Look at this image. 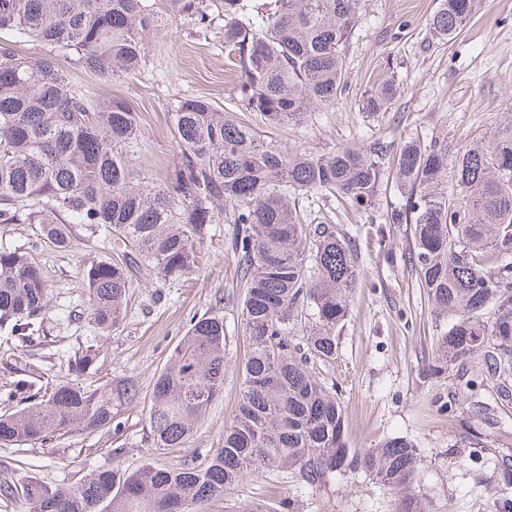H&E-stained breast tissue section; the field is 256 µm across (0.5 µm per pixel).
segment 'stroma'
I'll return each instance as SVG.
<instances>
[{
  "label": "stroma",
  "mask_w": 512,
  "mask_h": 512,
  "mask_svg": "<svg viewBox=\"0 0 512 512\" xmlns=\"http://www.w3.org/2000/svg\"><path fill=\"white\" fill-rule=\"evenodd\" d=\"M437 0H359L347 49V87L333 106L310 113L302 124L264 125L241 112L261 144L290 151H359L377 142L399 146L405 137L447 138L463 146L512 118V0H481L476 17L451 42L431 37L426 20ZM70 80L100 97L125 98L138 113L143 135L126 154L129 165L162 183L178 148L168 110L179 95L207 96L234 110L237 75L224 65V37L181 34L154 40L138 76L104 83L64 64ZM385 79L398 92L391 109H362L366 91ZM322 216L348 231L359 256L357 288L337 338L335 359H311L309 368L334 388L345 409L348 448L376 447L402 437L420 460L417 488L429 512H512V399L497 397L478 373L477 359L429 376L436 352L435 320L427 291L408 261L413 227L390 224L391 256L380 253L364 212L332 197L317 200ZM233 227L208 225L204 261L186 282L160 283L133 275L119 326L100 335L88 316L85 270L101 256L116 257L119 244L72 227L70 248L44 242L35 224H0V249L28 252L49 288L37 335L0 328V413L23 408L9 398L13 381L44 393L70 382L68 359L93 346L96 359L81 378L91 389L110 380L136 384V402L115 406L114 425L93 432L73 429L21 446L0 444V483L35 477L50 487L72 486L98 467L133 468L144 460L178 464L183 451L154 448L150 396L160 369L184 336L192 316L224 319V390L200 422L191 446L207 459L224 445V429L240 393L245 354L239 304L241 269L231 248ZM288 500L290 512H396L393 491L365 475L329 473L308 481L294 469L246 476L208 512H251L259 503Z\"/></svg>",
  "instance_id": "35a3bbf8"
}]
</instances>
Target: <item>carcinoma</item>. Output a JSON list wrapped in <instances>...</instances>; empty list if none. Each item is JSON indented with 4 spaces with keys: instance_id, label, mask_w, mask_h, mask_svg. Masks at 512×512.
Segmentation results:
<instances>
[{
    "instance_id": "obj_1",
    "label": "carcinoma",
    "mask_w": 512,
    "mask_h": 512,
    "mask_svg": "<svg viewBox=\"0 0 512 512\" xmlns=\"http://www.w3.org/2000/svg\"><path fill=\"white\" fill-rule=\"evenodd\" d=\"M357 0H0V223L37 224L59 248L74 224L103 230L124 245L123 261L94 260L86 272L90 319L103 333L117 324L131 287L130 268L165 282L199 267L208 224H233L243 270L246 354L240 396L224 448L207 463L191 455L176 467L150 462L131 471L95 469L83 482L50 488L35 477L0 483L22 493L33 512H207L249 474L297 468L314 482L362 471L402 493L397 512H427L417 494L419 459L402 438L365 452L345 442L336 397L307 368V356H336V336L357 287V254L335 224L300 208L302 196L330 195L373 211L382 183L399 202L387 224L413 225L412 265L433 304L437 357L432 372L476 355L481 377L502 399L512 374V123L483 141L452 148L445 139L409 137L395 154L327 155L259 144L256 133L203 96L171 103L179 152L156 185L126 163L137 143V112L122 98H95L71 83L59 57L105 82L140 74L151 38L206 35L223 22L226 65L240 73L235 106L269 126L299 123L336 103L346 83V49ZM479 0H438L429 30L456 38ZM32 40L47 53L24 57L13 44ZM391 81L362 109L386 111ZM48 287L28 254L0 250V327L39 331ZM224 318L190 320L158 374L149 426L155 447H189L208 407L224 389ZM91 349L69 358L72 373L93 362ZM132 382L90 391L56 387L46 399L0 414V442L43 441L78 427L112 423V402L137 399Z\"/></svg>"
}]
</instances>
